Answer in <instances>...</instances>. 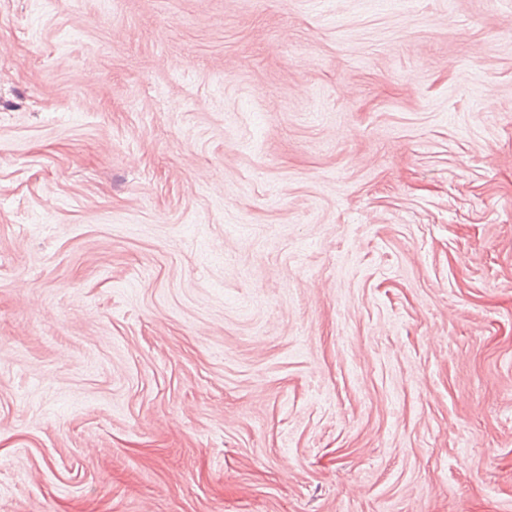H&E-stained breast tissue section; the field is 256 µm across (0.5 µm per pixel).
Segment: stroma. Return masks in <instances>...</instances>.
I'll use <instances>...</instances> for the list:
<instances>
[{
	"mask_svg": "<svg viewBox=\"0 0 512 512\" xmlns=\"http://www.w3.org/2000/svg\"><path fill=\"white\" fill-rule=\"evenodd\" d=\"M0 512H512V0H0Z\"/></svg>",
	"mask_w": 512,
	"mask_h": 512,
	"instance_id": "35a3bbf8",
	"label": "stroma"
}]
</instances>
